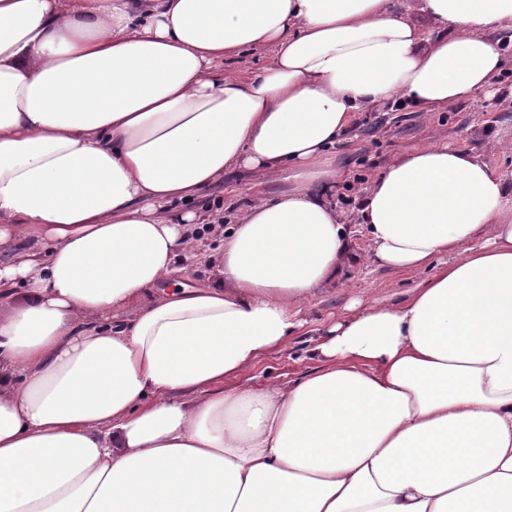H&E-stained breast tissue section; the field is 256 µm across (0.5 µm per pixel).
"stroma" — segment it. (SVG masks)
Returning a JSON list of instances; mask_svg holds the SVG:
<instances>
[{"mask_svg": "<svg viewBox=\"0 0 512 512\" xmlns=\"http://www.w3.org/2000/svg\"><path fill=\"white\" fill-rule=\"evenodd\" d=\"M448 143L483 159L496 174L512 183V98L501 93H477L474 99L433 111L413 108L393 100L378 108L357 113L348 133L331 151L341 178L332 199L351 232L358 262L348 268L335 287L325 289L302 306L304 328L290 336L279 353L261 360L252 375L256 382L299 379L315 368L310 355L319 329L344 315L352 294L373 300L402 301L426 274L377 268L368 259L369 242L360 221V200L365 188L398 156L417 148ZM282 175L255 178L249 171L225 173L222 186L202 193L193 203L196 210H220L225 223H235L249 200L287 189Z\"/></svg>", "mask_w": 512, "mask_h": 512, "instance_id": "obj_1", "label": "stroma"}]
</instances>
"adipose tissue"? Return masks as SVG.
Here are the masks:
<instances>
[{"instance_id": "ef3b65f1", "label": "adipose tissue", "mask_w": 512, "mask_h": 512, "mask_svg": "<svg viewBox=\"0 0 512 512\" xmlns=\"http://www.w3.org/2000/svg\"><path fill=\"white\" fill-rule=\"evenodd\" d=\"M502 30L512 0H0V512H512V188L475 155L361 199L370 260L430 277L243 382L356 260V113L495 86ZM232 168L289 187L190 209ZM204 238L211 278L173 282ZM265 62V54L261 52L243 51L231 59L224 61L225 71L245 76L256 70Z\"/></svg>"}]
</instances>
